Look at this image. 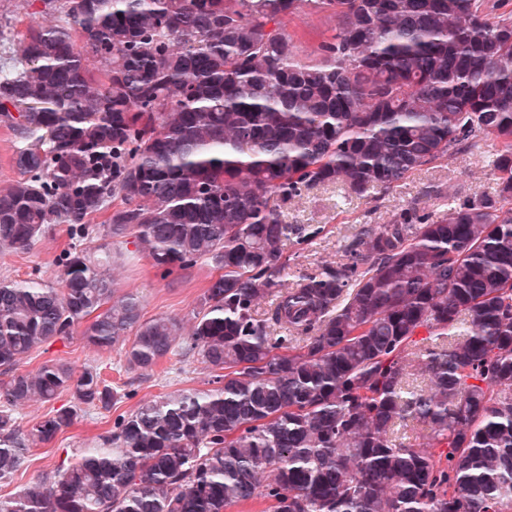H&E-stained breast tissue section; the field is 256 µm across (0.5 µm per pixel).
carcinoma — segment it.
Returning a JSON list of instances; mask_svg holds the SVG:
<instances>
[{
	"label": "carcinoma",
	"instance_id": "carcinoma-1",
	"mask_svg": "<svg viewBox=\"0 0 512 512\" xmlns=\"http://www.w3.org/2000/svg\"><path fill=\"white\" fill-rule=\"evenodd\" d=\"M42 2L58 24L30 26L21 67H0L19 174L0 188V252L55 224L75 243L60 286L0 282V479L81 406L117 400L94 368L18 370L82 324L88 347H123L142 372L193 354L215 387L143 400L0 512H225L256 497L274 512H512V0ZM305 2L336 19L313 59L288 30ZM488 136L494 198L367 228L336 264L284 279V242L322 232L283 220L303 191L387 189ZM108 209L105 235L134 230L155 267L219 271L186 340L115 295L112 252L78 248ZM65 390L73 405L21 426L17 410ZM410 423L445 461L402 445Z\"/></svg>",
	"mask_w": 512,
	"mask_h": 512
}]
</instances>
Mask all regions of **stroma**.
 I'll return each mask as SVG.
<instances>
[{
  "instance_id": "stroma-1",
  "label": "stroma",
  "mask_w": 512,
  "mask_h": 512,
  "mask_svg": "<svg viewBox=\"0 0 512 512\" xmlns=\"http://www.w3.org/2000/svg\"><path fill=\"white\" fill-rule=\"evenodd\" d=\"M41 8L40 0H0V66H20V41L31 21L45 26L56 24V17L43 14ZM334 26L335 21L328 13L307 8L290 20L288 29L307 54L331 34ZM498 149L497 140L484 139L474 153L444 158L415 171L391 188H374L360 196L348 193L339 184L305 192L285 209V221L319 225L323 231L301 247L290 240L285 242L282 260L288 282L334 263L346 245L360 238L363 229L387 223L405 211L414 210L435 218L446 214L449 204L455 200L494 196L497 175L493 162ZM70 244L67 226L53 225L30 250L0 254V280L22 281L34 275L55 280L59 275L58 257ZM106 244L120 256L107 270L116 292L137 293L144 319L170 317L182 329H189L209 280L217 274L216 269L210 263L200 262L163 274L154 267L131 231L111 239L96 233L85 242L86 247L94 250ZM57 360L78 370L89 366L100 369L107 382L117 388L119 398L110 409H88L72 427L58 433L50 442L37 445L28 470L0 482L1 497L18 492L53 470L67 456L94 445L99 435L111 429L117 415L133 412L141 401L210 387L211 375L196 358L176 354L153 372L144 373L127 368L123 348L96 353L78 335L34 349L21 367L34 371L44 363Z\"/></svg>"
}]
</instances>
